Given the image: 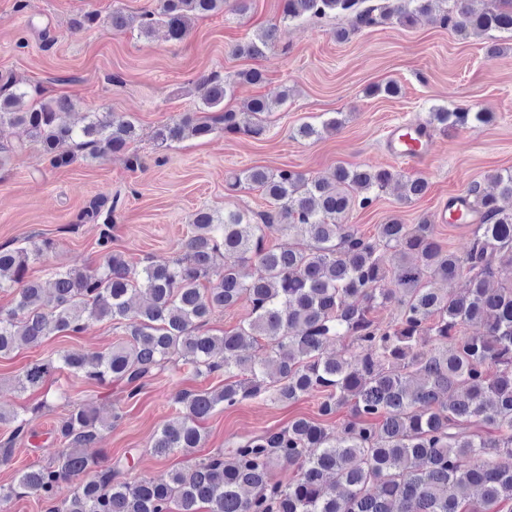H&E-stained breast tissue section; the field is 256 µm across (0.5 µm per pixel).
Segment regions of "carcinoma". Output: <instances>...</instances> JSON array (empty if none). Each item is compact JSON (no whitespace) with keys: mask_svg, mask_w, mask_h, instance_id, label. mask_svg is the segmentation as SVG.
Listing matches in <instances>:
<instances>
[{"mask_svg":"<svg viewBox=\"0 0 512 512\" xmlns=\"http://www.w3.org/2000/svg\"><path fill=\"white\" fill-rule=\"evenodd\" d=\"M392 0L386 20L408 26L418 15L438 10L436 19L454 34H512V0ZM227 0H157L140 16L141 33L158 25L167 38L181 42L195 19L224 10ZM364 0H284L282 21L355 13L360 25L374 21ZM278 26L262 29L234 52L263 57L277 41ZM234 82L217 74L197 80L202 115L185 113L153 133L159 146L187 134L205 137L221 129L228 135L261 137L274 108L267 97L246 104L251 120L224 108ZM74 103L65 97L31 100V91L9 77L0 87V126L25 128L50 164L68 166L74 149L94 159L124 153L137 137L133 119L112 112H90L78 127L68 115ZM493 113L472 106L451 110L434 106L426 124L446 134L490 123ZM334 116L318 128L306 124L302 137L337 131ZM400 175L386 168L339 166L329 178L281 169L250 167L232 177L263 190L272 212L252 224L241 212L219 215L197 211L181 253L166 264L132 267L111 249L109 229L102 230V262L94 269L58 268L45 284L27 278L31 258L55 249L45 239L32 250L0 246V290L14 292L12 306L0 308V358L20 345L37 346L59 332L78 333L91 321H118L126 340L102 353H67L58 360H37L16 378L21 392L41 387L56 369L66 367L99 385L121 380L136 394L142 381L171 360L197 376L224 374L245 378L218 389H178L171 400L175 416L152 442L160 456L191 454L202 447L200 422L218 406L269 394L294 402L321 394L320 419L299 418L280 430L239 442L191 467L172 473L167 482L118 479L120 462L106 464L84 449L96 443L111 421L76 404L54 430L62 444L57 458L33 465L17 477V488L46 501L61 484L94 473L71 497L50 512H499L512 500V469L489 456L512 457V278L500 288L491 282L512 268V171L492 175L495 192L474 183L463 192L478 215L469 252L443 248L432 221L417 224L391 218L372 237L343 223L354 204L367 207ZM356 189L360 201L350 194ZM428 189L423 178L402 183L408 204ZM279 225L298 240L293 249L266 245L267 232ZM400 259L389 277L385 252ZM256 266L246 277L245 264ZM468 278L463 294L437 287L441 280ZM251 305L249 319L232 333L204 330L217 309L240 299ZM396 301L397 320L382 326L371 319L375 308ZM480 325L483 332L462 328ZM266 341L270 352L257 363L250 345ZM346 339L363 352L352 361L325 354ZM351 405L353 419L336 435L323 420ZM31 418L0 406V424L13 427L0 442V464L14 454L13 442ZM493 429L487 433L485 429ZM292 466L296 478L282 484L272 478L276 465Z\"/></svg>","mask_w":512,"mask_h":512,"instance_id":"carcinoma-1","label":"carcinoma"}]
</instances>
